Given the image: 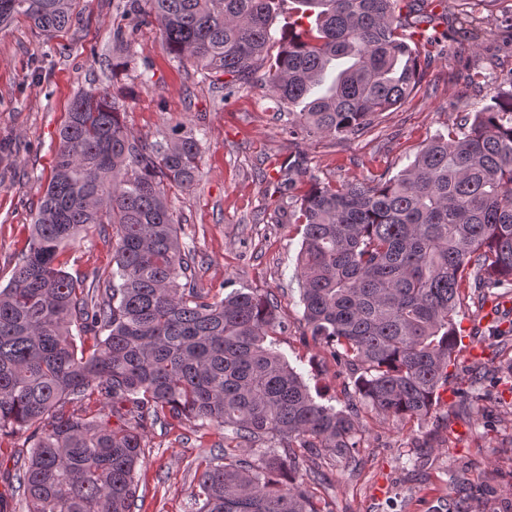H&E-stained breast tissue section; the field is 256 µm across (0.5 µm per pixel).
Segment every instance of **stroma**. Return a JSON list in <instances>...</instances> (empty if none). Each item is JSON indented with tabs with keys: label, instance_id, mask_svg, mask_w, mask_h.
Instances as JSON below:
<instances>
[{
	"label": "stroma",
	"instance_id": "35a3bbf8",
	"mask_svg": "<svg viewBox=\"0 0 512 512\" xmlns=\"http://www.w3.org/2000/svg\"><path fill=\"white\" fill-rule=\"evenodd\" d=\"M511 18L512 0H448L447 22L419 41L422 79L407 100L364 133L307 139L289 135L287 112L276 111L260 83L228 99L225 76L174 59L157 24L136 25L127 0H79L71 27L55 35L22 18L0 28V285L27 248L72 99L107 89L136 139L151 142L179 125L200 141L194 185L164 187L180 238L195 253L192 286L212 298L236 288L267 293L286 326L277 350L319 401L347 408L350 372L305 333L296 277L302 234L288 221L286 192L303 190L312 176L367 184L378 172L397 174L426 140L482 111L490 88L512 73V46L490 26ZM119 30L128 32L126 42H114ZM112 243L109 227L81 234L61 255L63 269L88 287L104 282ZM462 298L460 360L496 366V353L512 352V288L489 289L480 299L466 286ZM359 421L354 458L320 459L324 478L308 483L331 512H438L465 485L473 512H512V381L473 384L462 373L426 418L400 422L364 407ZM140 431L133 512H190L196 469L226 447L224 429L148 418ZM29 448L24 434L0 436L5 512H23L13 465Z\"/></svg>",
	"mask_w": 512,
	"mask_h": 512
}]
</instances>
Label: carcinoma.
<instances>
[{
    "instance_id": "obj_1",
    "label": "carcinoma",
    "mask_w": 512,
    "mask_h": 512,
    "mask_svg": "<svg viewBox=\"0 0 512 512\" xmlns=\"http://www.w3.org/2000/svg\"><path fill=\"white\" fill-rule=\"evenodd\" d=\"M137 2L129 11L159 23L174 58L232 77L224 99L265 69L292 136L356 135L421 81L405 0H294L306 10L288 16L273 60L275 0ZM75 3L0 0V27L24 17L60 32ZM491 101L396 175L313 178L289 196L306 328L349 370L359 403L396 420L428 415L448 385L463 278L479 293L512 284V79ZM122 115L105 89L73 98L28 248L0 289V434L32 441L15 487L25 512H132L147 416L232 432L239 454L205 460L192 512H330L299 454L353 458L358 409L312 396L269 340L282 328L269 296L210 300L182 284L191 250L161 186L193 184L199 140L178 129L141 143ZM101 224L117 237L102 293L59 262ZM274 471L288 480L273 483ZM470 501L462 489L448 512H471Z\"/></svg>"
}]
</instances>
